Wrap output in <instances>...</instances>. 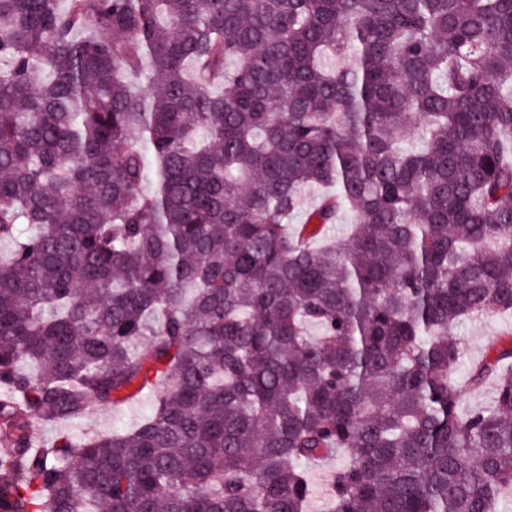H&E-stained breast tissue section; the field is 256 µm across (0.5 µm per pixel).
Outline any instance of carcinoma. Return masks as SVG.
Here are the masks:
<instances>
[{
	"label": "carcinoma",
	"instance_id": "1",
	"mask_svg": "<svg viewBox=\"0 0 512 512\" xmlns=\"http://www.w3.org/2000/svg\"><path fill=\"white\" fill-rule=\"evenodd\" d=\"M0 243V512L512 489V339L451 379L512 314V0H0ZM511 331L512 317H482L459 325L455 334L463 341L465 348L455 371V379L461 384L466 383L469 366L483 358L487 345L507 337L505 335ZM495 397V385L487 383L481 389L468 393L461 401L459 412L464 414L475 407H482L491 404ZM152 402L153 396L146 393L125 405L98 409L82 422L70 424L68 431L80 435L85 432L107 434L116 429H133L150 414ZM331 471L332 467L330 465H316L308 469L311 496L308 501L307 512H325Z\"/></svg>",
	"mask_w": 512,
	"mask_h": 512
}]
</instances>
